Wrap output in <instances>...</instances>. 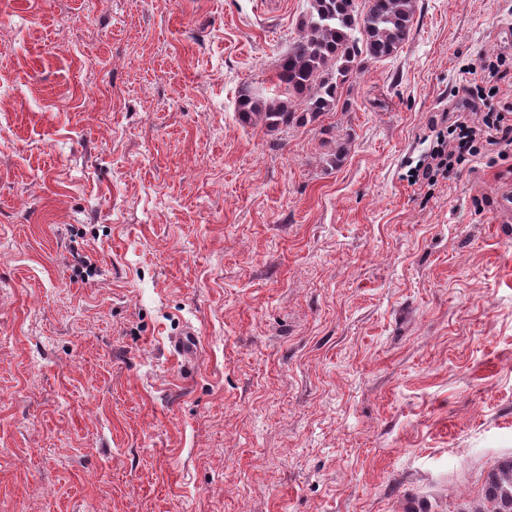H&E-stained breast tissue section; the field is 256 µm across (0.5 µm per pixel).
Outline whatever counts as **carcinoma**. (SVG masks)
Listing matches in <instances>:
<instances>
[{
  "instance_id": "1",
  "label": "carcinoma",
  "mask_w": 512,
  "mask_h": 512,
  "mask_svg": "<svg viewBox=\"0 0 512 512\" xmlns=\"http://www.w3.org/2000/svg\"><path fill=\"white\" fill-rule=\"evenodd\" d=\"M416 0H306L299 34L278 60L275 77L287 97L249 86L237 100L240 121L271 133L317 124L339 109L367 64L399 52L413 27ZM462 512H512V457L489 471L482 497Z\"/></svg>"
}]
</instances>
